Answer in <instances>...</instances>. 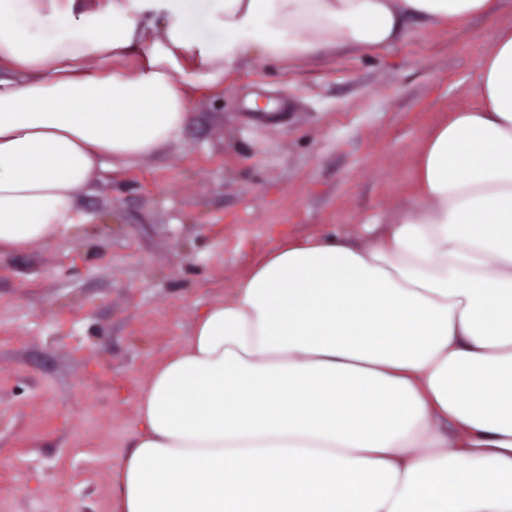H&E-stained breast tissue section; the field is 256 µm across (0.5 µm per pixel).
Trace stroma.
Masks as SVG:
<instances>
[{"label":"stroma","instance_id":"obj_1","mask_svg":"<svg viewBox=\"0 0 512 512\" xmlns=\"http://www.w3.org/2000/svg\"><path fill=\"white\" fill-rule=\"evenodd\" d=\"M497 20H414L377 52L244 61L182 137L79 195L87 223L0 256V512H109L153 368L280 236L406 204L418 148L474 105Z\"/></svg>","mask_w":512,"mask_h":512}]
</instances>
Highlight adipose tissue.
Wrapping results in <instances>:
<instances>
[{"label":"adipose tissue","mask_w":512,"mask_h":512,"mask_svg":"<svg viewBox=\"0 0 512 512\" xmlns=\"http://www.w3.org/2000/svg\"><path fill=\"white\" fill-rule=\"evenodd\" d=\"M503 0H0V253L84 223L246 59L393 45ZM367 246L267 249L142 389L110 512H512V24Z\"/></svg>","instance_id":"1"}]
</instances>
